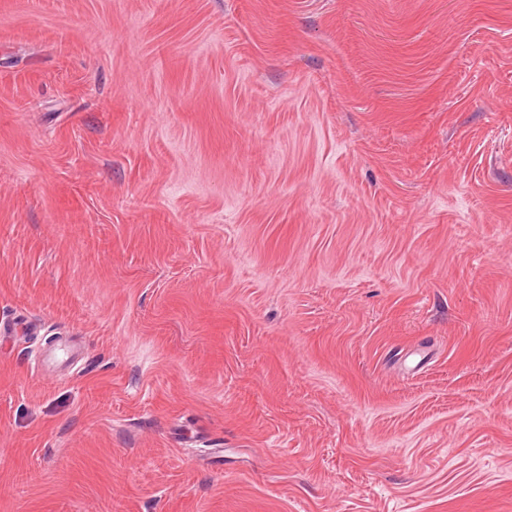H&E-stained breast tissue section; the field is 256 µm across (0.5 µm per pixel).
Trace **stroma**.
Wrapping results in <instances>:
<instances>
[{
  "label": "stroma",
  "mask_w": 512,
  "mask_h": 512,
  "mask_svg": "<svg viewBox=\"0 0 512 512\" xmlns=\"http://www.w3.org/2000/svg\"><path fill=\"white\" fill-rule=\"evenodd\" d=\"M0 512H512V0H0Z\"/></svg>",
  "instance_id": "stroma-1"
}]
</instances>
